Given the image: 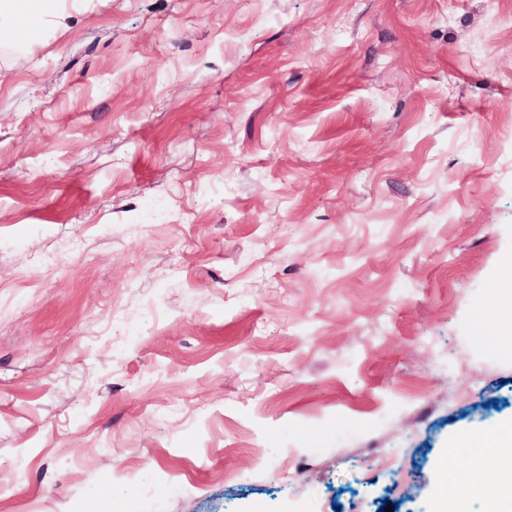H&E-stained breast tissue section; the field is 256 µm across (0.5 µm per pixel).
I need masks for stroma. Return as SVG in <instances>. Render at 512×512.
Returning a JSON list of instances; mask_svg holds the SVG:
<instances>
[{
	"label": "stroma",
	"instance_id": "1",
	"mask_svg": "<svg viewBox=\"0 0 512 512\" xmlns=\"http://www.w3.org/2000/svg\"><path fill=\"white\" fill-rule=\"evenodd\" d=\"M0 33V512H434L512 420V0H85Z\"/></svg>",
	"mask_w": 512,
	"mask_h": 512
}]
</instances>
